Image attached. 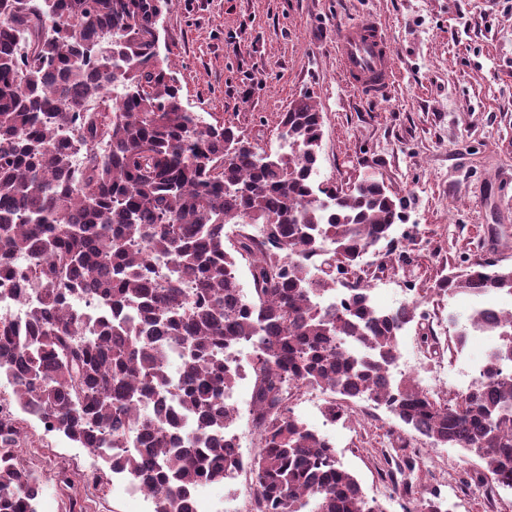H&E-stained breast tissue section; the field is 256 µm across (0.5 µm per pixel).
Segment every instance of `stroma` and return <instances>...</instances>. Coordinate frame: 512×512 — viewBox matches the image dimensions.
<instances>
[{
  "instance_id": "stroma-1",
  "label": "stroma",
  "mask_w": 512,
  "mask_h": 512,
  "mask_svg": "<svg viewBox=\"0 0 512 512\" xmlns=\"http://www.w3.org/2000/svg\"><path fill=\"white\" fill-rule=\"evenodd\" d=\"M359 19L378 22L394 49L392 88L376 99L345 82L336 57L337 28ZM160 31V55L183 103L204 122L234 125L270 152L280 113L310 96L322 115L319 182L347 188L372 172L412 198L392 237L414 236V245L391 268L379 270L375 253L363 268L378 308L424 297L422 318L399 345L424 361L433 393L443 396L455 370L485 349L473 343L447 355L449 316L465 325L473 304L465 293L439 303L430 290L444 267L466 258L512 265V0H171ZM427 333L436 347L423 343ZM24 425L47 435L57 458L99 467L39 419ZM336 452L386 512L434 492L450 512H512V489H448L449 469L470 472L477 461L412 437L385 410L337 431Z\"/></svg>"
}]
</instances>
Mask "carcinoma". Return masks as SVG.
<instances>
[{
	"label": "carcinoma",
	"instance_id": "obj_1",
	"mask_svg": "<svg viewBox=\"0 0 512 512\" xmlns=\"http://www.w3.org/2000/svg\"><path fill=\"white\" fill-rule=\"evenodd\" d=\"M170 0H0V280L33 276L39 302L0 321V374L15 403L147 489L153 512H193L203 482L242 466L224 444L238 380L224 347H255L248 460L259 512H384L324 437L289 415L283 378L368 398L433 447L481 461L474 480L512 489V316L479 383L446 401L412 378L390 384L398 336L418 306L379 311L357 278L323 298L404 222L409 200L364 175L317 186L322 116L311 97L280 115V149L200 122L157 52ZM120 85L121 105L87 109ZM82 148V167L73 152ZM259 224L262 234L224 232ZM27 267L13 265L15 257ZM253 293L238 299L239 258ZM435 295H512V266L475 260ZM89 294L97 319L69 306ZM182 384L167 395L171 358ZM195 418L181 440L180 413ZM26 442L0 421V512H38ZM404 512H446L439 494Z\"/></svg>",
	"mask_w": 512,
	"mask_h": 512
}]
</instances>
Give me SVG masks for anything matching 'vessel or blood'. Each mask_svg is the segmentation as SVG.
Returning a JSON list of instances; mask_svg holds the SVG:
<instances>
[{"label": "vessel or blood", "mask_w": 512, "mask_h": 512, "mask_svg": "<svg viewBox=\"0 0 512 512\" xmlns=\"http://www.w3.org/2000/svg\"><path fill=\"white\" fill-rule=\"evenodd\" d=\"M336 55L348 85L377 97L392 85V47L379 24L357 20L336 32Z\"/></svg>", "instance_id": "1"}]
</instances>
